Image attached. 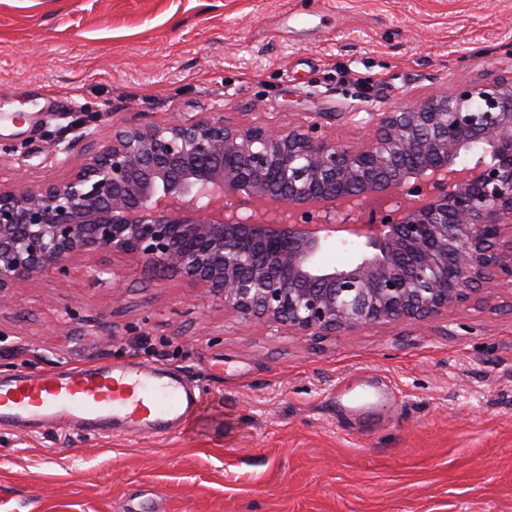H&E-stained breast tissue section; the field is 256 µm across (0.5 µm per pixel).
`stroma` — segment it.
<instances>
[{
    "label": "stroma",
    "instance_id": "35a3bbf8",
    "mask_svg": "<svg viewBox=\"0 0 512 512\" xmlns=\"http://www.w3.org/2000/svg\"><path fill=\"white\" fill-rule=\"evenodd\" d=\"M512 62V0H0V183L37 185L74 125L191 117L358 142ZM421 323L260 326L108 254L14 289L0 377L135 360L206 413L164 438L0 429V512H512V284Z\"/></svg>",
    "mask_w": 512,
    "mask_h": 512
}]
</instances>
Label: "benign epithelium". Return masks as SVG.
Here are the masks:
<instances>
[{
	"label": "benign epithelium",
	"mask_w": 512,
	"mask_h": 512,
	"mask_svg": "<svg viewBox=\"0 0 512 512\" xmlns=\"http://www.w3.org/2000/svg\"><path fill=\"white\" fill-rule=\"evenodd\" d=\"M83 157L63 180L0 184V306L100 253L296 336L489 304L512 281V70L386 112L356 145L195 118L115 128ZM333 239L364 251L325 266Z\"/></svg>",
	"instance_id": "benign-epithelium-1"
}]
</instances>
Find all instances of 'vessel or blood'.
<instances>
[{
    "label": "vessel or blood",
    "instance_id": "vessel-or-blood-1",
    "mask_svg": "<svg viewBox=\"0 0 512 512\" xmlns=\"http://www.w3.org/2000/svg\"><path fill=\"white\" fill-rule=\"evenodd\" d=\"M202 413L199 389L169 368L137 361L0 378V427L28 432L64 425L97 435L152 437L185 430Z\"/></svg>",
    "mask_w": 512,
    "mask_h": 512
}]
</instances>
